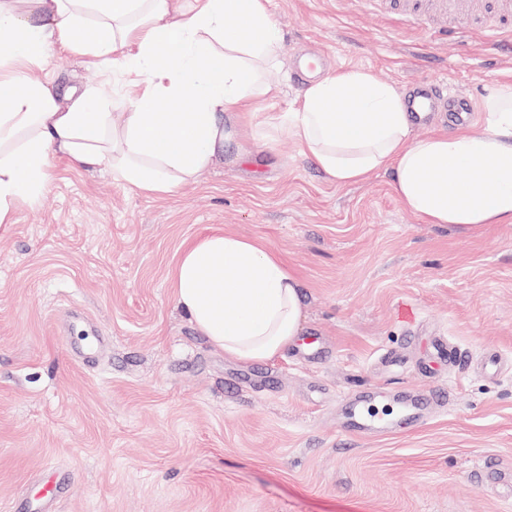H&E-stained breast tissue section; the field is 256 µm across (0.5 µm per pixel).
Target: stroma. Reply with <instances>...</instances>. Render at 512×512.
<instances>
[{
  "label": "stroma",
  "mask_w": 512,
  "mask_h": 512,
  "mask_svg": "<svg viewBox=\"0 0 512 512\" xmlns=\"http://www.w3.org/2000/svg\"><path fill=\"white\" fill-rule=\"evenodd\" d=\"M268 9L284 36L273 90L197 184L147 196L56 157L41 205L0 232V512L45 481L55 512H512V225L425 223L383 171L336 185L280 125L304 53L326 74L444 81L480 104L512 83V54L479 27L433 40L388 0ZM28 74L128 106V76L60 46ZM213 228L287 260L305 344L242 364L176 308L178 247ZM436 337L464 358L431 373ZM439 388L425 424L399 421L395 394ZM372 392L389 436L343 427L346 400Z\"/></svg>",
  "instance_id": "stroma-1"
}]
</instances>
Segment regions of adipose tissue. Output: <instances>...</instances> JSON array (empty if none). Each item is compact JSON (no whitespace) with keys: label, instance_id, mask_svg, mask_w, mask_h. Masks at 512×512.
I'll list each match as a JSON object with an SVG mask.
<instances>
[{"label":"adipose tissue","instance_id":"adipose-tissue-1","mask_svg":"<svg viewBox=\"0 0 512 512\" xmlns=\"http://www.w3.org/2000/svg\"><path fill=\"white\" fill-rule=\"evenodd\" d=\"M56 45L137 76L128 111H102L87 90L58 96L14 69ZM282 47L266 0H0V231L19 206L41 204L57 155L146 195L197 183L242 134L245 110L271 93L266 73ZM414 126L397 89L361 69L317 79L283 121L331 182L385 171L401 205L426 223L512 225V84L486 99L481 130L418 137ZM172 278L178 308L230 359L272 360L300 334V281L258 240L195 236Z\"/></svg>","mask_w":512,"mask_h":512}]
</instances>
